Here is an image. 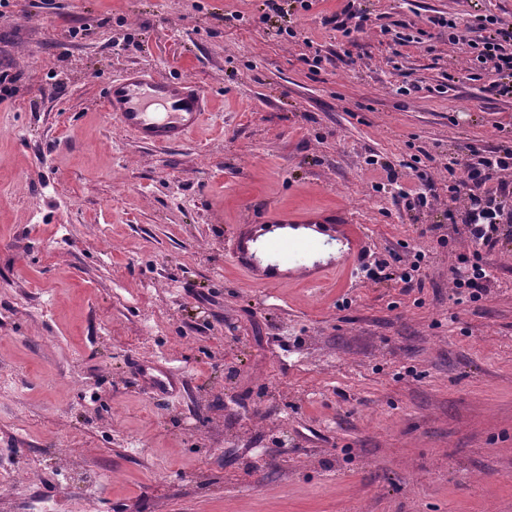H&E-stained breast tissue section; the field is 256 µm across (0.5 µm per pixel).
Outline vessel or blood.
<instances>
[{"label":"vessel or blood","mask_w":512,"mask_h":512,"mask_svg":"<svg viewBox=\"0 0 512 512\" xmlns=\"http://www.w3.org/2000/svg\"><path fill=\"white\" fill-rule=\"evenodd\" d=\"M103 105L114 125L139 143L159 150L183 144L211 115L210 101L199 86L143 68L126 69L108 80ZM308 227L309 234H300L292 225L280 224L278 215L268 214L262 223L238 225L225 252L235 269L262 286L296 283L313 287L336 270L356 271L369 243L347 213L310 219ZM315 229L346 243L341 267L318 264L310 270L300 266V259L320 246L318 237L311 235ZM136 375L143 386L160 396H175L184 385L180 373L163 364L139 366Z\"/></svg>","instance_id":"obj_1"}]
</instances>
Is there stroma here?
<instances>
[{
  "label": "stroma",
  "instance_id": "stroma-1",
  "mask_svg": "<svg viewBox=\"0 0 512 512\" xmlns=\"http://www.w3.org/2000/svg\"><path fill=\"white\" fill-rule=\"evenodd\" d=\"M9 0L0 7V512H512V243L458 300L466 226L446 164L512 136L497 75L430 20L512 0ZM320 55L318 71L307 57ZM191 81L214 115L177 149L112 125L130 67ZM410 94H400V87ZM428 160L440 196L407 212ZM283 207L348 213L371 251H422L424 285L365 272L267 288L224 241ZM428 224L437 233L421 235ZM166 362L186 392L143 388ZM355 2L354 0H348L340 13H336L326 19L328 24H333V28L342 32L346 37L364 34L370 26L369 16L361 9H358L355 6Z\"/></svg>",
  "mask_w": 512,
  "mask_h": 512
}]
</instances>
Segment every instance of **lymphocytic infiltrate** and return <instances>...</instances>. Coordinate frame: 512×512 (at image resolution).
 <instances>
[{"label":"lymphocytic infiltrate","mask_w":512,"mask_h":512,"mask_svg":"<svg viewBox=\"0 0 512 512\" xmlns=\"http://www.w3.org/2000/svg\"><path fill=\"white\" fill-rule=\"evenodd\" d=\"M433 24L447 32L449 44L467 47L465 70L469 80H476L478 71L494 69L498 80L491 85V94L512 98V53L504 51L505 44H512V24L493 15L480 17L475 27L444 17L435 18ZM447 170L450 200L467 203L464 212L451 210L447 217L468 226L472 246L451 266L452 285L468 290L476 300L490 281L483 265L484 253L495 250L501 241H512V211L506 207L512 199V143L501 142L488 155L469 147L464 157L448 163ZM490 182L496 185L494 196L482 197L481 188Z\"/></svg>","instance_id":"1"}]
</instances>
